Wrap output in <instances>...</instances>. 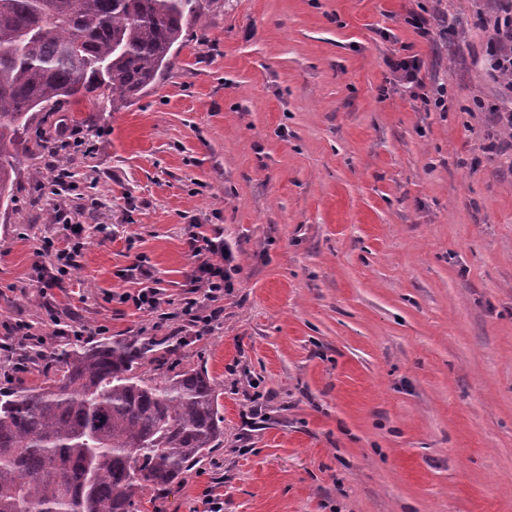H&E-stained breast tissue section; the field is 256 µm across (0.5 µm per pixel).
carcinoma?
Here are the masks:
<instances>
[{"mask_svg":"<svg viewBox=\"0 0 512 512\" xmlns=\"http://www.w3.org/2000/svg\"><path fill=\"white\" fill-rule=\"evenodd\" d=\"M192 0H0V205L35 112L99 92L129 102L182 44ZM184 346L64 344L55 376L0 391V512H138L224 438L218 383L163 370Z\"/></svg>","mask_w":512,"mask_h":512,"instance_id":"carcinoma-1","label":"carcinoma"}]
</instances>
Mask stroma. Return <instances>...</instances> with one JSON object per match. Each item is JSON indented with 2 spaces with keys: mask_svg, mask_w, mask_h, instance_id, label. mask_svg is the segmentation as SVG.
I'll return each instance as SVG.
<instances>
[{
  "mask_svg": "<svg viewBox=\"0 0 512 512\" xmlns=\"http://www.w3.org/2000/svg\"><path fill=\"white\" fill-rule=\"evenodd\" d=\"M198 4L153 86L59 103L18 144L0 389L54 373L17 321L74 315L85 345L180 339L119 302L138 282L117 272L146 255L151 286L181 298L196 224L238 271L172 369L220 383L224 438L142 512H512V149H485L497 0ZM412 56L447 111L395 82L389 60ZM71 224L87 247L49 305L36 247H65Z\"/></svg>",
  "mask_w": 512,
  "mask_h": 512,
  "instance_id": "1",
  "label": "stroma"
}]
</instances>
